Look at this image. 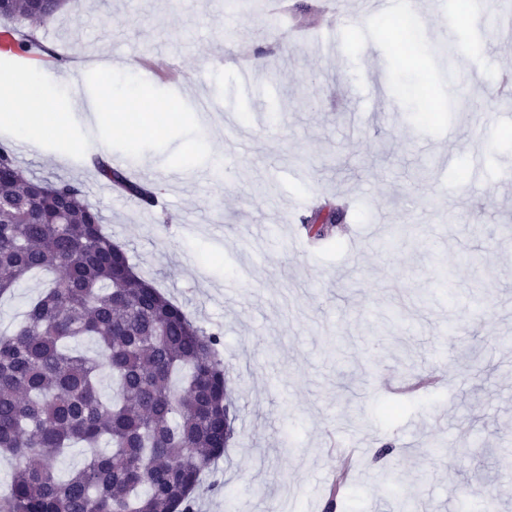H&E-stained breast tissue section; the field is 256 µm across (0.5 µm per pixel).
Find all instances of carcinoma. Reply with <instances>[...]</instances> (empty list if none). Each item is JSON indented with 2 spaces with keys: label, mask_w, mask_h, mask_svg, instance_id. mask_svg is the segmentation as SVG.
I'll return each instance as SVG.
<instances>
[{
  "label": "carcinoma",
  "mask_w": 512,
  "mask_h": 512,
  "mask_svg": "<svg viewBox=\"0 0 512 512\" xmlns=\"http://www.w3.org/2000/svg\"><path fill=\"white\" fill-rule=\"evenodd\" d=\"M63 5L4 0L0 16L44 23ZM96 169L155 206L154 190L100 159ZM343 215L324 202L310 237ZM102 221L81 184L26 178L0 144V297L33 272L50 276L20 326L0 330V451L16 467L0 512H193L203 466L231 439L221 338L136 275ZM84 338L96 349H78ZM76 446L84 463L60 481L55 462ZM345 491L331 485L326 512Z\"/></svg>",
  "instance_id": "carcinoma-1"
}]
</instances>
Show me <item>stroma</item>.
Here are the masks:
<instances>
[{
    "label": "stroma",
    "mask_w": 512,
    "mask_h": 512,
    "mask_svg": "<svg viewBox=\"0 0 512 512\" xmlns=\"http://www.w3.org/2000/svg\"><path fill=\"white\" fill-rule=\"evenodd\" d=\"M288 23L216 0H67L56 52L133 54L156 77L143 96L177 122L132 127L101 114L107 160L158 190L144 208L78 152L83 113L65 134L0 143L25 176L80 183L137 272L219 334L235 408L233 438L203 471L196 512H325L350 441L342 512H512V29L495 13L364 16L360 0H288ZM353 15L326 57L317 36L335 6ZM454 59L449 95L435 54ZM262 95L235 102L237 52ZM223 67H215V58ZM214 131L238 142L212 179ZM485 154L480 173L468 157ZM346 205L313 242L311 205ZM392 445L391 456L376 451ZM502 491L493 510L468 488Z\"/></svg>",
    "instance_id": "stroma-1"
}]
</instances>
